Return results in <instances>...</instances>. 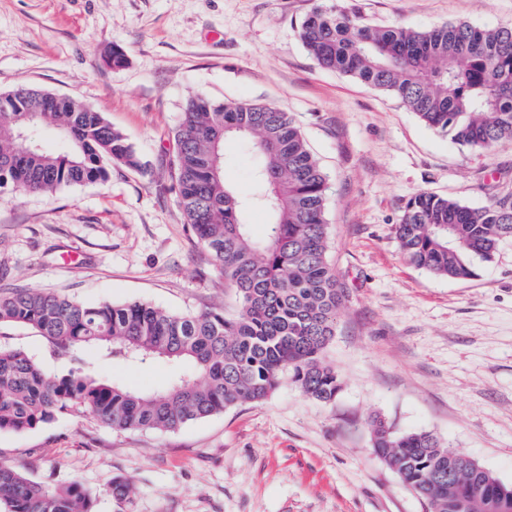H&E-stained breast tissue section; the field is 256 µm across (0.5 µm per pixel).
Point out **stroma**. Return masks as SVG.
<instances>
[{
	"instance_id": "1",
	"label": "stroma",
	"mask_w": 512,
	"mask_h": 512,
	"mask_svg": "<svg viewBox=\"0 0 512 512\" xmlns=\"http://www.w3.org/2000/svg\"><path fill=\"white\" fill-rule=\"evenodd\" d=\"M319 4L360 21L428 28L512 24V0H0V94L69 95L103 112L142 169L113 165L104 183L0 196V293L36 288L87 305L142 301L171 313L237 301L196 241L170 177L174 135L192 96L259 100L290 113L328 176V256L346 289L327 361L336 401L306 398L282 375L266 400L172 432L117 431L68 412L0 432V461L33 481L94 491L92 512H427L371 450L367 421L427 431L512 483V240L467 280L408 263L394 238L425 190L474 208L512 192V143L473 152L429 128L389 94L319 68L298 30ZM121 46L122 68L102 62ZM224 179L248 191L244 142H224ZM0 345L59 368L43 336L0 327ZM137 389L170 365L102 364Z\"/></svg>"
}]
</instances>
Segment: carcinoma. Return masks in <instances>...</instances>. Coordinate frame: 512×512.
Returning a JSON list of instances; mask_svg holds the SVG:
<instances>
[{
	"mask_svg": "<svg viewBox=\"0 0 512 512\" xmlns=\"http://www.w3.org/2000/svg\"><path fill=\"white\" fill-rule=\"evenodd\" d=\"M299 36L319 67L392 95L462 147L487 152L512 142V25L372 26L333 6L310 11ZM34 125L55 133V149L28 140ZM230 136L245 140L256 163L247 195L224 182ZM175 140L179 205L235 292L237 312L174 314L139 301L87 306L29 288L0 294V326H31L72 363L55 372L20 349L0 346L1 432L29 431L72 409L112 429L175 431L267 399L285 372L313 400L331 403L341 392L342 381L325 360L345 299L327 256V177L296 122L261 101L190 97ZM114 163L142 167L125 135L96 108L31 88L0 95L1 193L49 194L104 182ZM252 207L269 219L262 239L246 221ZM394 236L414 266L438 278L467 279L475 260H492L512 240V195L475 209L420 191L407 201ZM147 359L173 368L158 387L132 388L99 372L102 360ZM368 427L373 454L430 512H512V484L434 434H396L378 418ZM110 492L118 506L128 503L126 481L112 480ZM92 503L78 480L55 488L0 464L4 512H91Z\"/></svg>",
	"mask_w": 512,
	"mask_h": 512,
	"instance_id": "carcinoma-1",
	"label": "carcinoma"
}]
</instances>
